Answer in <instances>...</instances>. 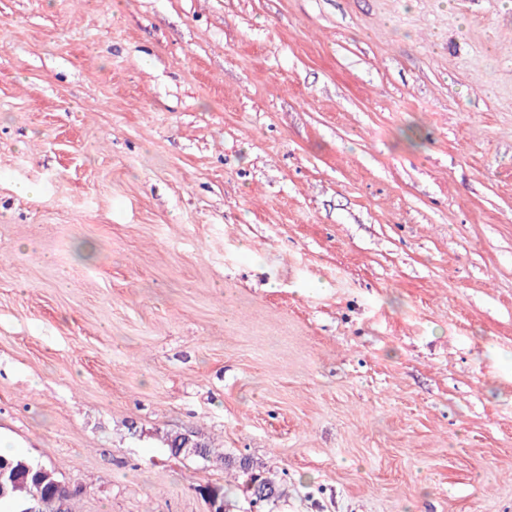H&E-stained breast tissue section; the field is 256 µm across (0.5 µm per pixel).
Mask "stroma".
I'll list each match as a JSON object with an SVG mask.
<instances>
[{
  "label": "stroma",
  "instance_id": "stroma-1",
  "mask_svg": "<svg viewBox=\"0 0 512 512\" xmlns=\"http://www.w3.org/2000/svg\"><path fill=\"white\" fill-rule=\"evenodd\" d=\"M512 512V0H0V443L75 512ZM238 463L240 471L249 477L250 483L247 484V489L251 492L252 498L249 503L252 507L263 502L274 504V502L286 496V489L276 479L255 472L253 462L249 458H240ZM261 498L262 502L257 503Z\"/></svg>",
  "mask_w": 512,
  "mask_h": 512
}]
</instances>
